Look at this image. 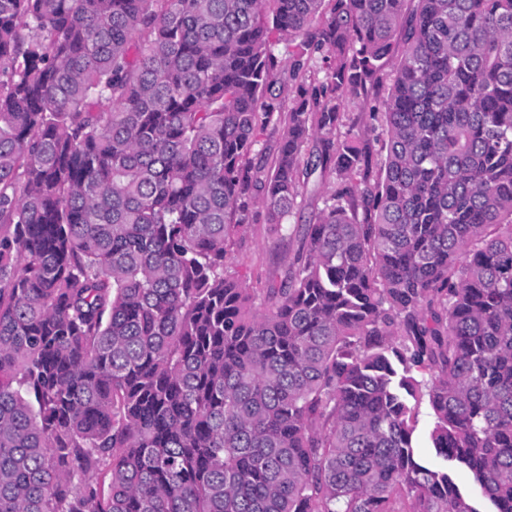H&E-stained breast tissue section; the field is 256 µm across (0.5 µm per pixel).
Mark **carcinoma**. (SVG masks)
Returning a JSON list of instances; mask_svg holds the SVG:
<instances>
[{
    "label": "carcinoma",
    "instance_id": "carcinoma-1",
    "mask_svg": "<svg viewBox=\"0 0 512 512\" xmlns=\"http://www.w3.org/2000/svg\"><path fill=\"white\" fill-rule=\"evenodd\" d=\"M402 498L512 512V0H0V512ZM316 176H313L309 183L302 189V210L290 222L291 224H299V228H304L305 224L315 223L317 214V202L313 199L314 191L316 189ZM297 244L295 237L288 242L279 240L260 219L242 239H237L228 270L235 272L249 288L265 292L272 280L280 282L284 277ZM429 412L427 404L423 402L419 409L418 425L413 439L418 454L426 459H432L434 457V450L431 448V442L429 440V432L433 425V418Z\"/></svg>",
    "mask_w": 512,
    "mask_h": 512
}]
</instances>
